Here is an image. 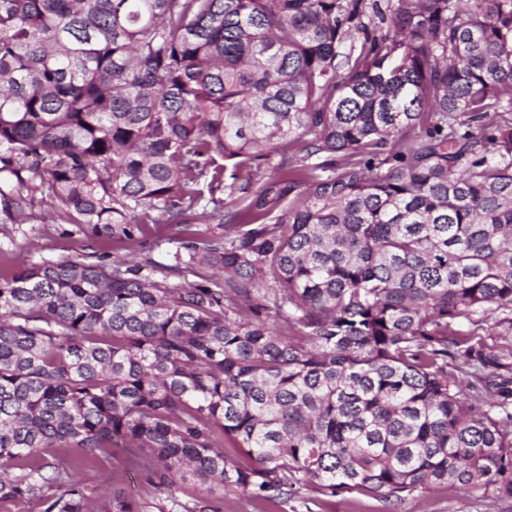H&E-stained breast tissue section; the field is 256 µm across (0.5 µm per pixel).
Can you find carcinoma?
Returning <instances> with one entry per match:
<instances>
[{
  "label": "carcinoma",
  "mask_w": 512,
  "mask_h": 512,
  "mask_svg": "<svg viewBox=\"0 0 512 512\" xmlns=\"http://www.w3.org/2000/svg\"><path fill=\"white\" fill-rule=\"evenodd\" d=\"M500 109L512 0H0V211L40 194L95 238L176 245L0 274V502L150 512L71 480L118 451L158 512H220L189 480L512 499Z\"/></svg>",
  "instance_id": "cac0c4a2"
}]
</instances>
